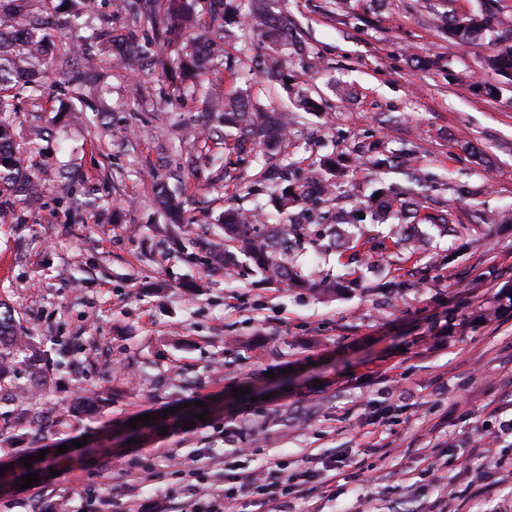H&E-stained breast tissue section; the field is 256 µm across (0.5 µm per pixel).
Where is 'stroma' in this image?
Returning <instances> with one entry per match:
<instances>
[{
    "label": "stroma",
    "instance_id": "stroma-1",
    "mask_svg": "<svg viewBox=\"0 0 512 512\" xmlns=\"http://www.w3.org/2000/svg\"><path fill=\"white\" fill-rule=\"evenodd\" d=\"M271 5L305 55L235 24L217 45L232 69L195 80L294 109L277 159L297 183L323 156L344 159L330 202L291 211L305 230L288 260L305 288L241 254L212 257L225 209L280 215L254 168L215 162L223 146L203 139L215 118L176 75L182 43L125 70L118 38L153 33L120 0H93L54 41L70 51L114 36L82 117L58 76L36 97L18 88L17 139L36 145L25 164L50 178L40 205L0 195V302L58 361L26 399L40 419L0 402V512H179L183 485L219 489L272 458L316 489L288 512L363 500L370 512H512V223L478 219L512 211V81L489 67V38L460 46L445 24L484 0ZM301 94L319 111L295 110ZM405 148L419 158L413 184L407 163L362 157ZM160 181L184 201L183 245L165 231ZM407 183L448 212L451 232L372 222L375 193ZM354 208L361 222L340 223ZM91 387L109 398L86 409ZM147 413L150 425L130 427ZM40 453L39 483L22 488L23 458Z\"/></svg>",
    "mask_w": 512,
    "mask_h": 512
}]
</instances>
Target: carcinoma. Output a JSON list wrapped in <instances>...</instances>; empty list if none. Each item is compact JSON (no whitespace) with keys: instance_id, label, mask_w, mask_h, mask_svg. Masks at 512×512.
I'll return each instance as SVG.
<instances>
[{"instance_id":"1","label":"carcinoma","mask_w":512,"mask_h":512,"mask_svg":"<svg viewBox=\"0 0 512 512\" xmlns=\"http://www.w3.org/2000/svg\"><path fill=\"white\" fill-rule=\"evenodd\" d=\"M30 0H0V186L5 184L17 195L28 199L37 195V182L33 174L24 170L22 153L15 141L13 120L16 112L15 95L11 94L13 77L26 72L37 74L42 69L53 67L67 76V83L80 84L89 66L69 75L71 56L62 54L47 58L42 54L41 15L26 10ZM129 14L140 21L152 24L158 39L164 42L179 40L192 28L194 0H125ZM229 5L226 0H210L211 37L190 39L189 49L179 59V73L184 79L193 78L200 61L214 55L215 39L223 36L225 15ZM248 25L262 31L271 41L283 48L296 49L292 34V23L283 13L271 10L269 0H252ZM487 32L495 34L491 39L494 47L488 58L491 68L502 75L512 77V24L501 19L491 4H486L479 14L454 16L448 20V38L458 45H467ZM149 52V47L135 39L127 43L122 59L129 65H140ZM212 110L224 113V125L236 127L241 135L234 144L226 142L223 130L214 127L207 131L206 138L230 151L243 152L246 145L258 147L261 156L270 159L276 155L287 140L284 128L288 125V113L267 110L254 101L243 97H232ZM325 176L296 189L288 185V168L263 163L260 177L281 186L278 211L286 213L300 200L317 205L330 194L329 178L335 176L336 158L326 157L321 162ZM157 202L170 223L183 224V203L177 199L164 183L155 184ZM408 192L388 190L372 215L376 224H386L401 217ZM224 244L212 247V253L220 254L227 247L235 248L259 271L267 276L285 281L295 280L296 274L288 267L285 252L288 240L298 237L303 225L293 221L281 225L280 239L272 240L261 231V225L249 221V215L241 210L224 212ZM20 326L9 306L0 302V391L6 380L16 376L14 361L15 346L31 348L32 338L19 335Z\"/></svg>"}]
</instances>
